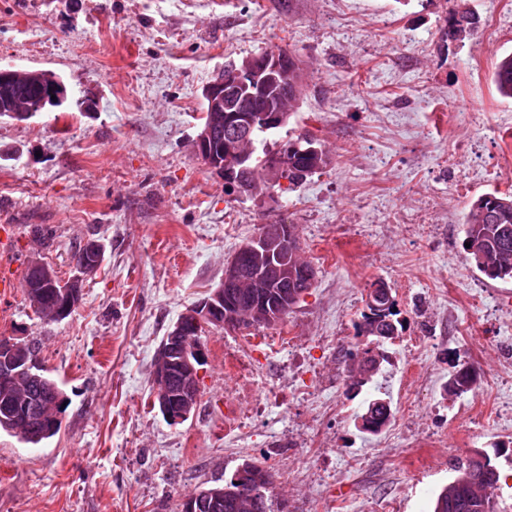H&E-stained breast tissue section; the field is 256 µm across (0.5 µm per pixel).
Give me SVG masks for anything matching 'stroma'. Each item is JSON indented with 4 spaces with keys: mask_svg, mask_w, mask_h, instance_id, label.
Instances as JSON below:
<instances>
[{
    "mask_svg": "<svg viewBox=\"0 0 512 512\" xmlns=\"http://www.w3.org/2000/svg\"><path fill=\"white\" fill-rule=\"evenodd\" d=\"M456 0H0V66L51 71L63 105L0 117V272L21 280L30 227L55 231L44 258L73 273L79 243L104 245L68 318L49 322L23 289L0 293V336L37 343L66 398L38 446L0 432V512H180L183 498L247 460L275 474L283 512H433L457 459L486 450L512 512V280L491 281L462 249L479 195L512 193V98L492 79L512 52L501 0H467L473 34L444 39ZM295 51L305 92L267 150L309 131L332 155L322 173L260 202L224 188L198 158L203 86L272 46ZM264 224H290L317 270L313 288L259 350L263 392L290 390L234 446L224 352L208 328L194 415L169 425L153 365L178 319L224 278ZM402 334L360 396L346 394L355 323L375 281ZM305 360L295 393L289 355ZM474 391H444L456 360ZM415 406L403 427L360 433L364 399ZM322 448L311 454L310 439Z\"/></svg>",
    "mask_w": 512,
    "mask_h": 512,
    "instance_id": "stroma-1",
    "label": "stroma"
}]
</instances>
